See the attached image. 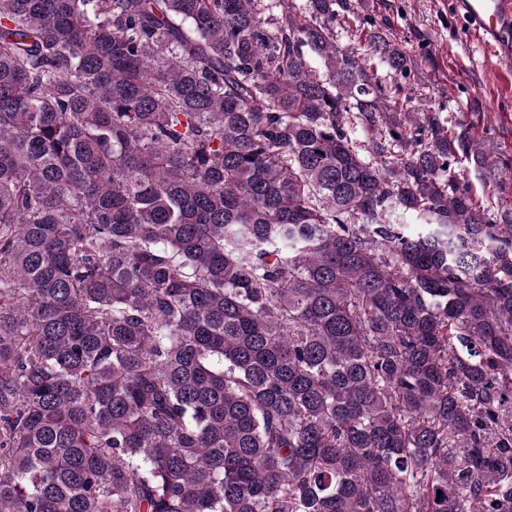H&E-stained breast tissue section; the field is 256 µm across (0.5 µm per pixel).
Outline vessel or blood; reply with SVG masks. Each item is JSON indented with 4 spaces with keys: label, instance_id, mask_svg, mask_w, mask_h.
Segmentation results:
<instances>
[{
    "label": "vessel or blood",
    "instance_id": "1",
    "mask_svg": "<svg viewBox=\"0 0 512 512\" xmlns=\"http://www.w3.org/2000/svg\"><path fill=\"white\" fill-rule=\"evenodd\" d=\"M448 9L496 61L512 66V0H449Z\"/></svg>",
    "mask_w": 512,
    "mask_h": 512
}]
</instances>
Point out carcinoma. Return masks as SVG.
<instances>
[{"instance_id": "1", "label": "carcinoma", "mask_w": 512, "mask_h": 512, "mask_svg": "<svg viewBox=\"0 0 512 512\" xmlns=\"http://www.w3.org/2000/svg\"><path fill=\"white\" fill-rule=\"evenodd\" d=\"M360 4L0 0V512H512V220Z\"/></svg>"}]
</instances>
